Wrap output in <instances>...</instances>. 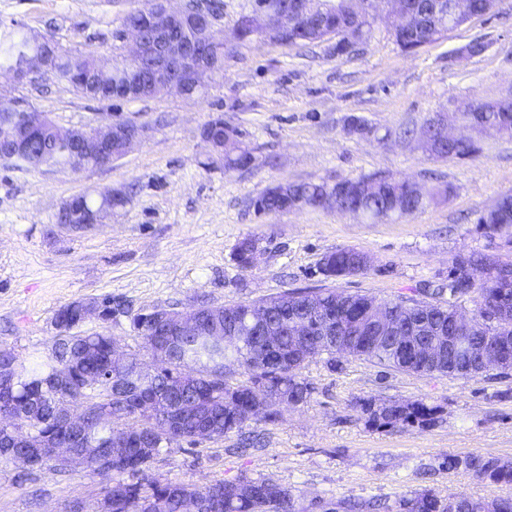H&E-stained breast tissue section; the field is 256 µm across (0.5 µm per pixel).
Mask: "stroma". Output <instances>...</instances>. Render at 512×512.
Wrapping results in <instances>:
<instances>
[{"label":"stroma","mask_w":512,"mask_h":512,"mask_svg":"<svg viewBox=\"0 0 512 512\" xmlns=\"http://www.w3.org/2000/svg\"><path fill=\"white\" fill-rule=\"evenodd\" d=\"M218 2L228 58L203 96L93 100L49 76L10 87L61 127L117 117L141 128L133 148L102 167L26 170L0 160V346L21 359L49 353L56 311L77 300L109 296L128 305L110 331L148 364L152 356L130 317L159 305L230 306L295 289L387 300L447 282L460 254L512 263V238L484 235L476 224L483 209L512 195V138L480 137L472 156L437 161L402 135L469 102L512 98V0H503L497 15L411 53L379 25L343 55L327 41L292 48L256 37L237 41L233 32L247 0ZM134 6V0H0V31L49 36L71 52L109 57L120 51L121 21ZM475 39L485 51L459 56ZM219 117L249 149L248 167L225 171L222 156L203 141V128ZM354 118L370 127L369 135L348 133ZM373 175L447 185L451 192L414 216L388 221L332 210L255 209L277 184ZM108 188L130 201L105 224L85 232L58 224L64 202ZM246 237L260 257L244 272L233 253ZM343 248L369 254L370 268L325 278L321 258ZM302 374L313 387L310 400L283 408L277 422L253 424L255 447L241 449L234 432L183 443L162 449L149 476L197 488L270 477L304 507L316 497L391 505L424 488L444 498L512 497V484L440 467L450 455L512 458V374L421 375L351 357L332 369L321 356ZM366 396L439 405L444 420L427 429L371 431L355 407ZM100 488V478L85 470L25 473L0 462V512H67L76 500L94 512Z\"/></svg>","instance_id":"stroma-1"}]
</instances>
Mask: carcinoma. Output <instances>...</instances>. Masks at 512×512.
<instances>
[{"mask_svg":"<svg viewBox=\"0 0 512 512\" xmlns=\"http://www.w3.org/2000/svg\"><path fill=\"white\" fill-rule=\"evenodd\" d=\"M323 29L309 32H291L286 46L296 47L321 41ZM37 46L27 36L17 32L0 34V68L13 67ZM97 57L92 54H72L58 49L57 61L51 76L64 81L78 93L90 99L101 100L105 95L87 93L75 82L76 76L92 67ZM483 118L498 127V135L512 136V116L502 112H486ZM213 140L224 148V169L227 172L246 167L251 153L242 146L235 130L223 126L221 119L208 124ZM475 151V144L450 142L434 149L435 159H461ZM19 167L36 169L51 161L71 165L70 154L63 134L59 131H36L28 148L11 157ZM365 178L350 179L351 192L336 204V211L359 217L368 214L373 220L388 218L386 211L397 205L402 216L421 210L437 195L448 194L451 187L427 192V197H410L403 180L376 178V187L365 190ZM326 184L292 182L273 193L264 192L256 201L258 211L277 214L292 210L295 198L306 199L307 208H321L320 197ZM477 224L491 234L503 228H512V198H503L498 209L477 218ZM253 239L245 237L235 248L234 260L239 269L250 264ZM359 259V250L339 249L326 254L320 272L327 278L351 275V268ZM431 299L417 295L399 296L393 300L378 301L359 293H323V311H309L306 301L316 293L291 291L270 298L272 319L277 334L270 343L262 335H251L245 345L227 348L212 334L215 326L224 330L242 321L246 305L224 308V318L215 322L208 306L198 307L199 333L193 336H163L155 327L141 321L135 314L131 321L143 348L158 357H170L160 367L161 374L153 379L141 377V363L130 354L124 363L112 361V342L109 331L83 335L71 326L67 335L53 337L48 355L34 366H28L11 348L0 347V383L6 384L7 397L0 396V415L14 413L21 422L12 423L0 418V460L22 468L26 453L13 448L11 430L30 429L47 441L65 445L69 433L64 424L55 419L56 406L79 395L78 385L84 379H102L106 384H127L146 393L112 396L101 408L112 410V421L102 423L99 417L87 418L80 448H94L112 442V472L90 464L87 470L102 478L101 493L112 496V512H125L132 500L150 503L155 512H183L187 499L210 500L221 498L222 512H296V501L290 489L267 477L257 480L219 481L203 489L183 483L159 480L146 474L151 462L161 449L182 442L218 440L231 432H240L252 422L273 423L279 417L278 407L283 403L298 406L306 403L312 394L311 383L302 377L306 360L298 354L294 340L279 331L280 323L296 313L313 324L332 318L334 336L345 354L387 369L417 374H441L455 378H470L483 374L473 357L463 358L448 365L420 357L414 360L402 356L396 342L384 335L372 342L367 339L373 324L372 309L378 307L397 322L410 321L419 325L422 335L436 340L450 336L449 325L454 322L462 303H475L472 313L473 331L457 336L458 341L476 349L484 346L500 350L512 358V278L501 277L495 262L480 254L459 255L448 273V283L424 292ZM338 349L321 348L312 356L327 355L326 362L336 367L344 354ZM248 374L246 382L231 385L220 379L229 364ZM70 370L72 385H58L55 376L63 369ZM360 418L372 431H386L396 427L430 428L443 421V410L438 405L422 401H389L379 403L373 397L356 400ZM134 418L136 427H143L154 438L147 442L133 432H124L114 422ZM448 471L462 470L489 484L512 483V459L499 456H448L441 463ZM456 512H512V498L500 497L490 501L474 500L464 495L456 497ZM395 512H448L447 500L430 488L403 496L396 501Z\"/></svg>","mask_w":512,"mask_h":512,"instance_id":"obj_1","label":"carcinoma"}]
</instances>
